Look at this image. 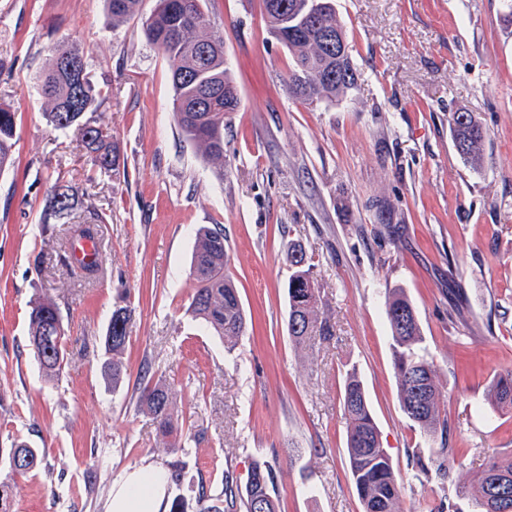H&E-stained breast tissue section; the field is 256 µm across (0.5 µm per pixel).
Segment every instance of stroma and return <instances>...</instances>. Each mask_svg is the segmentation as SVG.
<instances>
[{
	"label": "stroma",
	"instance_id": "35a3bbf8",
	"mask_svg": "<svg viewBox=\"0 0 512 512\" xmlns=\"http://www.w3.org/2000/svg\"><path fill=\"white\" fill-rule=\"evenodd\" d=\"M360 79L308 105L280 85L291 62L268 33L262 0H213L212 26L240 107L224 165L204 160L173 118L170 68L139 22L113 26L104 0H0V107L16 114L15 166L0 174V446L38 449L16 512H108L128 472L168 467L144 373L176 392L190 447L167 499L199 512L200 488L275 477L280 512H362L346 452L341 393L356 371L403 512L454 503L489 456L512 452V411H487L488 383L512 370V23L506 0H336ZM91 57L100 110L125 168L86 181L88 153L47 126L37 75L62 38ZM486 128L480 164L457 153L449 112ZM85 194L72 223L45 234L56 179ZM102 214L96 276L68 267L74 225ZM223 229L228 270L248 316L225 351L185 309L193 230ZM302 245L331 334L288 335V249ZM411 300L447 403L460 466L420 463L427 442L400 407L385 297ZM56 297L67 366L46 382L28 342L39 296ZM132 310L123 375L96 352L116 306Z\"/></svg>",
	"mask_w": 512,
	"mask_h": 512
}]
</instances>
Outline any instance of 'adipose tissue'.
Returning a JSON list of instances; mask_svg holds the SVG:
<instances>
[{"mask_svg":"<svg viewBox=\"0 0 512 512\" xmlns=\"http://www.w3.org/2000/svg\"><path fill=\"white\" fill-rule=\"evenodd\" d=\"M168 484V473L147 465L133 471L112 491L109 512H160Z\"/></svg>","mask_w":512,"mask_h":512,"instance_id":"1","label":"adipose tissue"}]
</instances>
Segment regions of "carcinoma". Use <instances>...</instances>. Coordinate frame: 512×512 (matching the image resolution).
<instances>
[{
  "mask_svg": "<svg viewBox=\"0 0 512 512\" xmlns=\"http://www.w3.org/2000/svg\"><path fill=\"white\" fill-rule=\"evenodd\" d=\"M105 2L115 24L141 17L147 40L170 64L177 126L207 160L219 166V175H224V107L237 87L224 67L223 36L211 27L202 0H156L154 9L145 17L141 16L142 0ZM302 4L303 0H263L268 33L275 38L288 31L285 47L291 54V65L282 78L283 86L289 96L310 105L333 102L357 86L359 72L351 52H346L338 64L336 50L318 37V32L326 30L346 39L334 8L321 13L306 32L300 31L298 25L285 26L286 19L297 16ZM38 89L52 130L62 134L72 130L81 137L91 153L93 172H118L120 154L111 147V128L101 118H86V114L98 112L100 90L78 44L67 38L56 44L50 62L39 75ZM450 126L458 154L466 160L479 161L487 137L482 123L471 112L456 111L451 113ZM15 127V113L0 108V172L14 165ZM82 205L75 187L55 182L41 207L44 232L52 233L56 225L70 223L74 211ZM228 262L224 233L205 226L197 228L190 260L195 288L186 313L220 338L230 352L244 335L247 319L238 288L228 272ZM288 263L293 267L287 286L288 333L295 343L302 344L314 329L325 335L329 328L319 321L318 284L303 250L292 249ZM386 314L400 406L429 441L440 442L435 454L443 456L451 467L456 453L449 445L448 419L442 415L436 369L420 353L421 328L415 308L402 289L395 288L388 294ZM130 315L128 307H115L103 338L104 351L109 356L107 369L114 384L122 373L119 355L128 339ZM28 341L45 379H57L65 368L66 350L61 310L54 298L44 296L32 302ZM487 397L491 411L512 410V371L492 379ZM140 402L154 416L162 433L173 437L168 446L177 448L188 440L178 426L175 392L170 385L147 378ZM342 402L350 471L363 512H399L402 486L381 445L364 386L354 370L346 374ZM0 463L12 474L23 475L38 467L40 457L37 449L14 442L8 448H0ZM251 473L254 479L247 480L242 489L229 475L224 476V488L217 496L201 487V512H278L271 469L258 463ZM497 480L512 486V455L491 456L476 474L473 491L458 487L456 495L473 496L478 512H502L490 492ZM18 494L14 479L1 478L0 512H15Z\"/></svg>",
  "mask_w": 512,
  "mask_h": 512,
  "instance_id": "1",
  "label": "carcinoma"
}]
</instances>
